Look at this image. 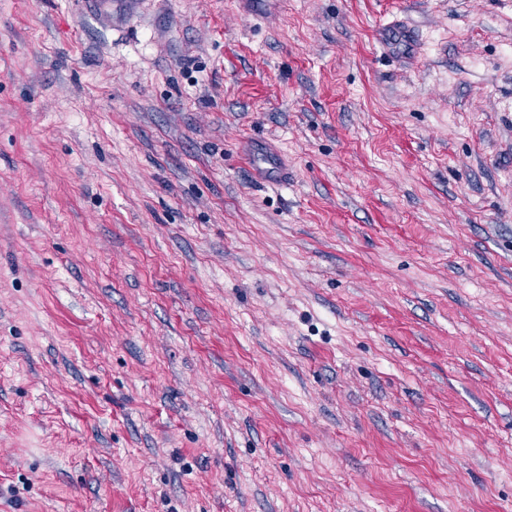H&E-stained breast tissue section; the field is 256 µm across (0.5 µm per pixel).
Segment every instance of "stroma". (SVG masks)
Returning a JSON list of instances; mask_svg holds the SVG:
<instances>
[{
    "mask_svg": "<svg viewBox=\"0 0 512 512\" xmlns=\"http://www.w3.org/2000/svg\"><path fill=\"white\" fill-rule=\"evenodd\" d=\"M0 512H512V0H0ZM248 161L259 175L271 173L282 175L286 170L283 158L277 152L265 148L252 149L248 154Z\"/></svg>",
    "mask_w": 512,
    "mask_h": 512,
    "instance_id": "1",
    "label": "stroma"
}]
</instances>
